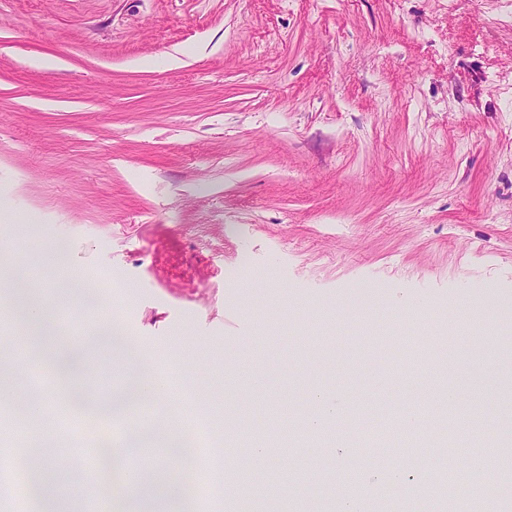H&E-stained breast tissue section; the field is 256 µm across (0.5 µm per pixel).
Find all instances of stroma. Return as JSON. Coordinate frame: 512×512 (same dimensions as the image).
Wrapping results in <instances>:
<instances>
[{
  "label": "stroma",
  "mask_w": 512,
  "mask_h": 512,
  "mask_svg": "<svg viewBox=\"0 0 512 512\" xmlns=\"http://www.w3.org/2000/svg\"><path fill=\"white\" fill-rule=\"evenodd\" d=\"M4 214L0 251L49 286L60 251L189 376L181 426L200 393L271 434L320 420L250 464L305 480L285 512L341 479L452 512L425 493L448 468L463 512L491 485L512 512V0H0ZM387 419L416 447L354 451Z\"/></svg>",
  "instance_id": "obj_1"
}]
</instances>
